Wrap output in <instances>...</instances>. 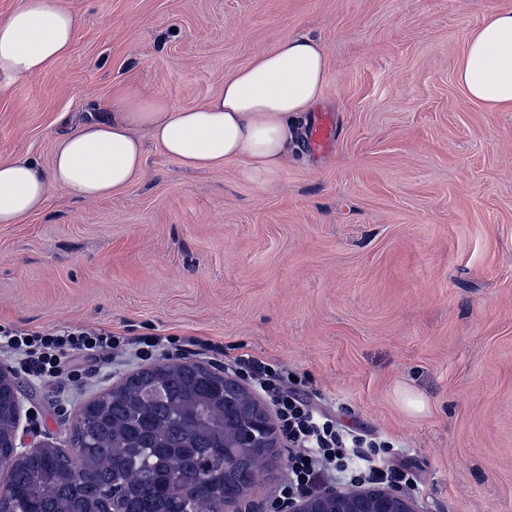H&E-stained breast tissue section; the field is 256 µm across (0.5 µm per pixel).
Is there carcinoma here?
I'll list each match as a JSON object with an SVG mask.
<instances>
[{"label":"carcinoma","instance_id":"1","mask_svg":"<svg viewBox=\"0 0 512 512\" xmlns=\"http://www.w3.org/2000/svg\"><path fill=\"white\" fill-rule=\"evenodd\" d=\"M238 386L191 362L157 363L84 404L71 447L42 445L12 455L18 412L0 385V456L9 460L0 512H224L251 491L257 456L237 448Z\"/></svg>","mask_w":512,"mask_h":512}]
</instances>
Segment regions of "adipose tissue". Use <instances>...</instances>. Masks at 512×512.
Returning a JSON list of instances; mask_svg holds the SVG:
<instances>
[{
	"label": "adipose tissue",
	"instance_id": "adipose-tissue-1",
	"mask_svg": "<svg viewBox=\"0 0 512 512\" xmlns=\"http://www.w3.org/2000/svg\"><path fill=\"white\" fill-rule=\"evenodd\" d=\"M77 23L57 0H23L0 19V73L29 75L67 55ZM327 68L321 43L296 35L226 78L223 95L204 105L132 99L118 109L105 107L93 122L62 123L50 169L29 159L0 162V224L20 223L40 210L52 184L80 199L131 184L144 166L143 145L133 134L137 126L185 168L238 161L254 178L274 175L322 95ZM456 80L472 100L512 111V11H487L467 38Z\"/></svg>",
	"mask_w": 512,
	"mask_h": 512
}]
</instances>
